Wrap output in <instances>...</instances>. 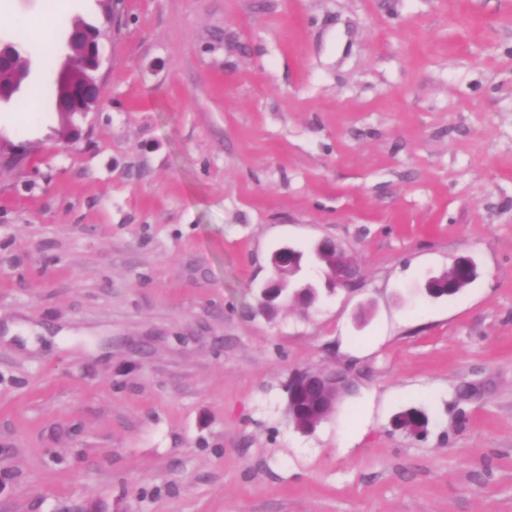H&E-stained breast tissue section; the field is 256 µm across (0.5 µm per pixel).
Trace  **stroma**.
Listing matches in <instances>:
<instances>
[{
  "label": "stroma",
  "instance_id": "obj_1",
  "mask_svg": "<svg viewBox=\"0 0 512 512\" xmlns=\"http://www.w3.org/2000/svg\"><path fill=\"white\" fill-rule=\"evenodd\" d=\"M0 16L31 61L0 103V512H512V0H123L73 143L16 106L100 0ZM326 238L360 286L263 313L272 253ZM461 255V294L411 296ZM334 368L352 393L295 430L289 377Z\"/></svg>",
  "mask_w": 512,
  "mask_h": 512
}]
</instances>
